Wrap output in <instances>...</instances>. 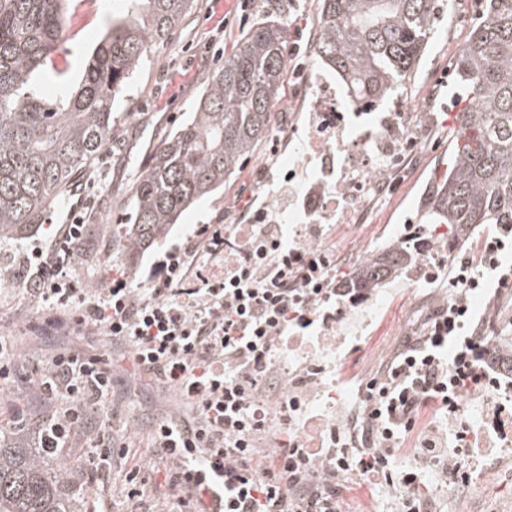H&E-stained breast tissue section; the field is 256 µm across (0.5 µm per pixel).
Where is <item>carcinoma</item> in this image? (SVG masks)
Masks as SVG:
<instances>
[{"instance_id":"obj_1","label":"carcinoma","mask_w":512,"mask_h":512,"mask_svg":"<svg viewBox=\"0 0 512 512\" xmlns=\"http://www.w3.org/2000/svg\"><path fill=\"white\" fill-rule=\"evenodd\" d=\"M112 21L76 89L39 98L34 84H63L53 64L65 28L63 0H0V239L20 240L84 177L112 141V104L152 44L165 41L191 0H130ZM435 0H321L312 55L365 100L394 95L421 60ZM288 33L274 15L255 24L208 74L195 112L153 153L132 185L124 250L146 249L182 213L224 185L265 139L280 99ZM458 109L470 139L451 137L448 173L425 206L431 224L464 240L480 224H512V0H486L455 63ZM414 258L391 244L341 287L370 290ZM0 422V512H82L87 461L63 448H23Z\"/></svg>"}]
</instances>
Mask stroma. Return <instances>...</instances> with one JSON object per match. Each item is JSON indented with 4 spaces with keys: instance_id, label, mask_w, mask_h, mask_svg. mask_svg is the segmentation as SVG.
Returning a JSON list of instances; mask_svg holds the SVG:
<instances>
[{
    "instance_id": "1",
    "label": "stroma",
    "mask_w": 512,
    "mask_h": 512,
    "mask_svg": "<svg viewBox=\"0 0 512 512\" xmlns=\"http://www.w3.org/2000/svg\"><path fill=\"white\" fill-rule=\"evenodd\" d=\"M281 17L288 31V71L282 97L271 114L267 141L261 142L223 189L198 201L164 237L136 255H125L115 244V230L124 224L131 208V188L163 138L187 120L206 76L223 65L242 36L263 15L268 0H196L192 11L168 40L149 49L133 79L113 104L119 122L114 138L101 153L86 178L68 191L60 205L52 207L43 225L23 242L0 244V333L13 337L18 348L15 360L0 372V418L34 422L46 412L59 411L62 401L39 392L36 371L51 357L69 348H90L104 354L110 348L106 337L81 335L73 320L58 325L48 322L40 304L17 288L16 274L24 253L36 245L49 246L52 227L69 220L71 209L90 213L84 251L72 261L71 277L76 287H107L113 271L126 273L134 282L143 281L157 253L185 241L203 224L244 223V206L261 207L272 193L284 192L287 179L281 161L270 152V142L287 139L288 120L302 116L305 102L314 95L322 69L310 52L318 30L319 0H282ZM64 40L54 54L58 67L67 68L78 80L96 46L113 19L127 11L126 0H66ZM482 17V0H457L454 7L439 5L434 34L416 73L379 111L423 114L424 145L393 194L377 198L371 205L369 235L378 248L398 242V235L385 234L389 224L423 225L422 209L432 186L448 168V135L456 108V87L448 72L458 49L473 25ZM386 300L361 333L348 342L338 370L347 382L366 383L376 376L404 337L416 330L412 313L414 292L404 275L383 286ZM473 310L477 317H493L494 335L500 342L512 341V295H480ZM175 391L150 381L133 380L115 372L112 396L100 418L111 426L114 437L127 445L125 459L114 461L108 483L110 512H162L163 494L147 484L138 502L123 493L124 474L149 453V438L158 419L185 413ZM347 512H395L391 488L354 485L345 499ZM457 512H512V460L488 479L485 486L469 484L467 496Z\"/></svg>"
}]
</instances>
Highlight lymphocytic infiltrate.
<instances>
[{
    "mask_svg": "<svg viewBox=\"0 0 512 512\" xmlns=\"http://www.w3.org/2000/svg\"><path fill=\"white\" fill-rule=\"evenodd\" d=\"M249 220L214 232L199 227L160 253L140 283L119 273L109 287L84 292L69 275L74 253L86 244L84 219L76 215L57 230L65 251L36 246L26 255V292L53 319L74 309L87 334L106 336L130 354L134 377L153 376L189 406V414L163 419L152 430V455L166 462V512H208L210 497L219 512H342L348 491L342 478L350 472L392 487L398 512H428L421 469L434 470L447 485L463 483L475 452L462 420L463 398L490 385L483 362L495 350L474 321L469 297L498 261L463 259L454 294L405 337L384 374L368 382L362 428L372 447H350L337 435L331 447L311 448L284 428L273 447L264 448L268 399L279 396L288 417L301 410L293 397L278 394L275 360L289 337L335 305L336 261L291 262L278 247L273 215L259 208ZM228 235L238 244L227 257ZM206 258L221 268L220 276H201ZM38 379L44 390L72 400L47 419L41 447H60L77 434L98 464L127 456L93 420L112 396V366L102 356L56 354ZM413 431L418 465L396 468L401 436Z\"/></svg>",
    "mask_w": 512,
    "mask_h": 512,
    "instance_id": "obj_1",
    "label": "lymphocytic infiltrate"
}]
</instances>
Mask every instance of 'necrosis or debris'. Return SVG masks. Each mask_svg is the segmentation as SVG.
Instances as JSON below:
<instances>
[{
	"label": "necrosis or debris",
	"mask_w": 512,
	"mask_h": 512,
	"mask_svg": "<svg viewBox=\"0 0 512 512\" xmlns=\"http://www.w3.org/2000/svg\"><path fill=\"white\" fill-rule=\"evenodd\" d=\"M306 119L291 125L298 138L291 148L273 142V154H285L283 167L289 179L303 178L305 187L296 203L283 207L266 202L295 244L304 261L315 257L347 253L358 263L367 262L375 249L366 229L372 202L392 186L394 177L406 172L418 156L421 133L415 124L394 112L368 111L354 90H341L331 79H323L319 91L307 103ZM345 226L354 240L340 249L336 231ZM445 226L436 227L431 237L416 243L417 259L407 271L410 282L432 281L437 267L452 260L458 251L448 242ZM383 303L380 289L352 295L335 309L324 312L317 335L305 341H291L287 356L276 366L289 385L305 386V400H312L309 387L324 384V418L313 419L299 427V434L312 437L313 447H320L329 434L347 430L359 434L364 412L363 397L346 383L324 381L328 365L339 358L357 318H371ZM470 402L480 411L468 425V435L482 438L494 435L501 450L512 449V416L499 412L488 392L471 394Z\"/></svg>",
	"instance_id": "1"
}]
</instances>
